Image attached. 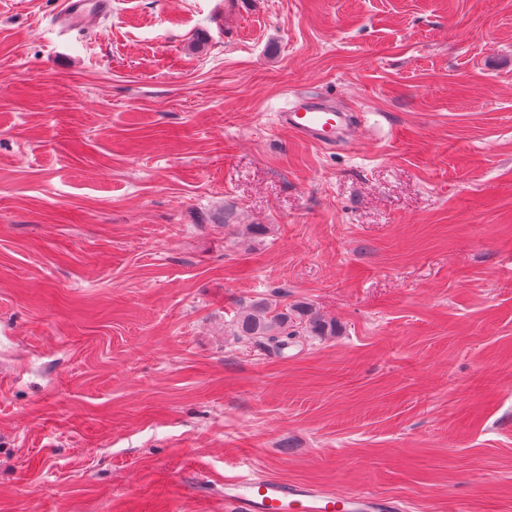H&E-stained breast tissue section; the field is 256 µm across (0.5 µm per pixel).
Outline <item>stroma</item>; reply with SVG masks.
Wrapping results in <instances>:
<instances>
[{"instance_id":"1","label":"stroma","mask_w":512,"mask_h":512,"mask_svg":"<svg viewBox=\"0 0 512 512\" xmlns=\"http://www.w3.org/2000/svg\"><path fill=\"white\" fill-rule=\"evenodd\" d=\"M62 7L0 0V512H512V0ZM258 297L336 333L265 353ZM110 10V0H65L55 25L61 27L59 33L66 34L72 27L84 23L89 17L103 15ZM352 117L320 97L305 94L296 96L277 114L280 126L323 147H333L340 141L351 126ZM228 512H390V502L361 490L326 493L274 478L240 477L224 483Z\"/></svg>"}]
</instances>
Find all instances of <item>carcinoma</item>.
<instances>
[{
  "label": "carcinoma",
  "mask_w": 512,
  "mask_h": 512,
  "mask_svg": "<svg viewBox=\"0 0 512 512\" xmlns=\"http://www.w3.org/2000/svg\"><path fill=\"white\" fill-rule=\"evenodd\" d=\"M236 335L247 337L254 345L273 353H281L297 335L299 325H305L311 336H332L336 327L305 305L278 308L265 298L254 300L239 313Z\"/></svg>",
  "instance_id": "cac0c4a2"
}]
</instances>
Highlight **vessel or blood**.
Instances as JSON below:
<instances>
[{"label":"vessel or blood","instance_id":"vessel-or-blood-1","mask_svg":"<svg viewBox=\"0 0 512 512\" xmlns=\"http://www.w3.org/2000/svg\"><path fill=\"white\" fill-rule=\"evenodd\" d=\"M111 9L110 0H64L56 22L62 32L84 23L89 17ZM280 126L302 140L332 147L352 124L350 113L313 95L301 94L281 112ZM224 505L227 512H390V502L361 490L340 494L326 493L305 484L274 478L255 480L240 477L225 482Z\"/></svg>","mask_w":512,"mask_h":512}]
</instances>
